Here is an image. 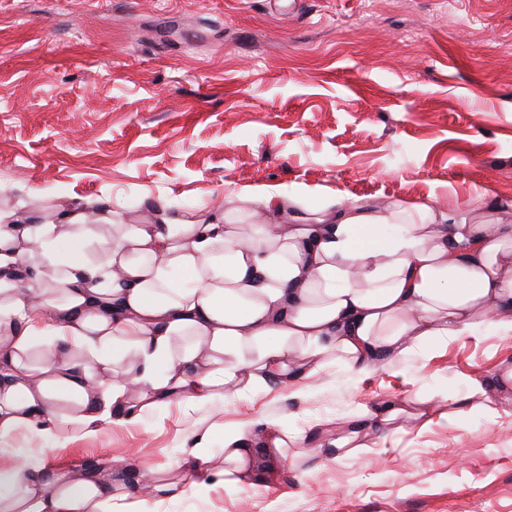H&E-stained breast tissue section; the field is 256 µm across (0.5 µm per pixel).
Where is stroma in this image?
<instances>
[{
	"label": "stroma",
	"instance_id": "35a3bbf8",
	"mask_svg": "<svg viewBox=\"0 0 512 512\" xmlns=\"http://www.w3.org/2000/svg\"><path fill=\"white\" fill-rule=\"evenodd\" d=\"M263 187L304 192L309 219L326 199L512 201V0H0V207L130 224ZM510 369L512 332L472 330L367 374L330 363L92 436L66 425L46 465L174 482L198 432L219 469L225 433L267 418L305 453L156 512H512ZM476 381L494 411L466 406ZM388 398L439 409L336 455L337 428Z\"/></svg>",
	"mask_w": 512,
	"mask_h": 512
}]
</instances>
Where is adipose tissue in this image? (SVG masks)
Returning <instances> with one entry per match:
<instances>
[{
	"mask_svg": "<svg viewBox=\"0 0 512 512\" xmlns=\"http://www.w3.org/2000/svg\"><path fill=\"white\" fill-rule=\"evenodd\" d=\"M249 201L246 224L233 210L197 220L160 206L107 234L68 203L38 224L0 208V446L30 436L49 449L60 423L89 434L172 399L311 376L328 355L363 374L429 342L512 330V224L432 198L332 200L307 224L300 196L269 188ZM385 225L394 233L382 239ZM411 414L386 400L331 445L350 454L373 425ZM209 443L194 439L179 482L145 478L129 504L111 470L49 469L37 452L0 470V512H153L207 478L253 488L303 438L271 421L225 434L220 469Z\"/></svg>",
	"mask_w": 512,
	"mask_h": 512,
	"instance_id": "obj_1",
	"label": "adipose tissue"
}]
</instances>
